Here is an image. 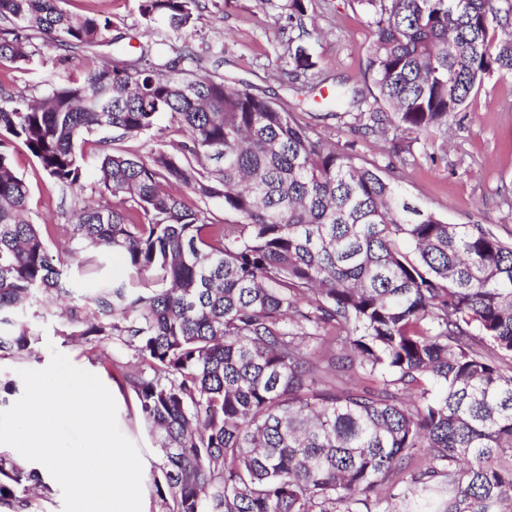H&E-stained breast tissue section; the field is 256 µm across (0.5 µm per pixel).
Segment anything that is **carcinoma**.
<instances>
[{"label": "carcinoma", "mask_w": 512, "mask_h": 512, "mask_svg": "<svg viewBox=\"0 0 512 512\" xmlns=\"http://www.w3.org/2000/svg\"><path fill=\"white\" fill-rule=\"evenodd\" d=\"M362 2L388 108L352 115L367 130L446 131L485 76L512 74V38L490 36L494 0ZM197 8L139 5L185 37ZM285 8L303 27L304 0ZM112 28L58 0H0V59L32 71L43 39L93 48L120 42ZM161 45L49 74L41 97L0 82V358L39 342L18 309L66 300L56 335L119 372L159 447L160 512H505L512 464L492 460L512 457V242L445 222L353 145ZM288 57L313 66L300 45ZM162 114L182 140L163 136ZM98 130L113 137L86 199L78 143ZM138 138L145 156L110 148ZM18 143L74 223H33ZM187 196L223 200L224 223ZM109 252L122 262L103 279ZM103 339L131 358L98 351ZM53 494L0 453L3 512Z\"/></svg>", "instance_id": "obj_1"}]
</instances>
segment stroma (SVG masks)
<instances>
[{
	"label": "stroma",
	"instance_id": "stroma-1",
	"mask_svg": "<svg viewBox=\"0 0 512 512\" xmlns=\"http://www.w3.org/2000/svg\"><path fill=\"white\" fill-rule=\"evenodd\" d=\"M304 29L288 24L285 0H200L197 33L189 38L190 50L200 54L203 67L225 81L246 86L267 96L278 107L328 140L354 145L358 157L398 176L408 195L451 224H484L501 239L512 240V77L498 73L484 78L463 111L448 119L447 135L404 131L387 126L385 132L354 127L351 117L325 116L318 101L336 90H358L373 100L375 88L368 65L376 41L371 10L360 0H305ZM74 13L102 10L111 14L128 55L141 45L171 39L165 27H151L141 16L139 0H60ZM307 49L312 69L291 79L280 57L289 44ZM99 49L71 51L56 46L45 49L39 72L17 69L0 60V81L38 96V81L50 71L81 74L94 64ZM306 84L309 95L295 91ZM400 152H393V145ZM13 165L29 188L31 217L37 224H64L68 210L60 206L58 189L39 169L23 146L13 151ZM41 341L28 359H0V381L17 380L22 369L48 366L52 351L66 355L72 364L89 367L113 395L117 424L138 448L145 463L156 461L159 450L138 419L135 396L98 364L89 363L79 347L55 335L58 323L37 307L18 313Z\"/></svg>",
	"mask_w": 512,
	"mask_h": 512
}]
</instances>
